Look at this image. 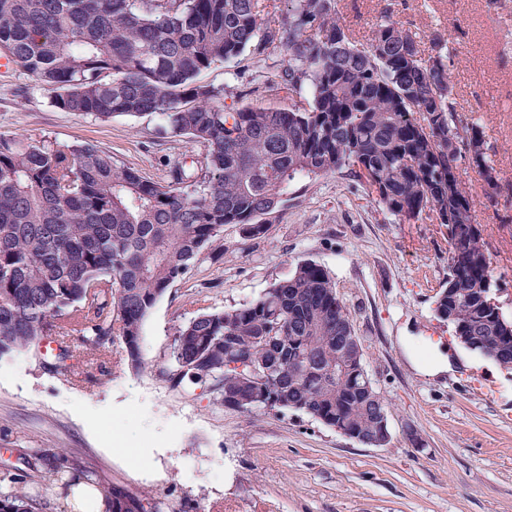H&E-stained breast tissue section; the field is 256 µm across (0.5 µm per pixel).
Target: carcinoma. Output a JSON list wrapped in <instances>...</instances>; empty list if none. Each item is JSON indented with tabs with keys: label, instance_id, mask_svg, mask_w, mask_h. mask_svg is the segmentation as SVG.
<instances>
[{
	"label": "carcinoma",
	"instance_id": "cac0c4a2",
	"mask_svg": "<svg viewBox=\"0 0 512 512\" xmlns=\"http://www.w3.org/2000/svg\"><path fill=\"white\" fill-rule=\"evenodd\" d=\"M264 2L0 0V46L53 107L102 121L157 114L206 147L158 183L87 142L51 148L0 135V360L62 329L94 356L117 338L130 371L150 369L183 395L202 387L242 413L301 412L366 445L386 403L363 390L362 343L313 261L247 303L179 326L161 363L141 348L157 301L224 225L256 238L294 179L346 168L400 221L426 215L446 226L448 285L435 315L500 347L494 361L512 369V320L483 307L499 284L459 169L476 170L490 206L509 200L479 126L456 109L441 38L427 53L389 20L358 45L337 0H289L272 22ZM271 48L288 56L279 83L299 95L287 107H230L225 88L198 81L217 62ZM71 353L63 339L43 367L66 375ZM270 366L279 371L263 385L249 378ZM25 464L19 476L0 472V512H42L39 490L74 468L65 450ZM104 496L106 512H161L147 493Z\"/></svg>",
	"mask_w": 512,
	"mask_h": 512
}]
</instances>
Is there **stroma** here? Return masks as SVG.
I'll return each instance as SVG.
<instances>
[{"label": "stroma", "mask_w": 512, "mask_h": 512, "mask_svg": "<svg viewBox=\"0 0 512 512\" xmlns=\"http://www.w3.org/2000/svg\"><path fill=\"white\" fill-rule=\"evenodd\" d=\"M388 2L340 0L359 42L390 17ZM391 17L421 48L433 35L445 39L457 108L479 123L500 184L512 191V0H408ZM284 60L281 51L248 52L199 79L229 88V106L284 107L287 90L250 92ZM0 134L54 147L89 142L157 182L205 151L167 134L155 114L101 121L60 111L18 66L0 76ZM459 175L512 319V208L488 206L473 170ZM301 260L330 273L350 312L387 402L386 446L360 445L298 412L217 406L202 388L180 395L154 372L131 373L116 342L96 360L75 349L83 372L72 378L40 368L36 351L0 361V468L24 469L32 448H65L94 471L96 489L150 493L163 512H512V371L466 349L434 314L448 281L446 228L399 223L348 170L298 177L260 237L225 225L152 309L146 359L160 362L177 327L198 312L256 298ZM438 352L456 358L455 372L416 369ZM410 428L422 446L407 440Z\"/></svg>", "instance_id": "stroma-1"}]
</instances>
